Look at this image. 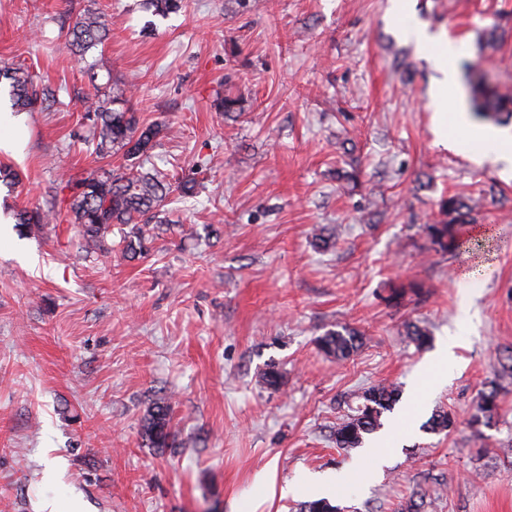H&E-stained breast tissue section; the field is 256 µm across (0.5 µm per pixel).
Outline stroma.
I'll return each instance as SVG.
<instances>
[{"label":"stroma","instance_id":"35a3bbf8","mask_svg":"<svg viewBox=\"0 0 512 512\" xmlns=\"http://www.w3.org/2000/svg\"><path fill=\"white\" fill-rule=\"evenodd\" d=\"M105 11L103 47L66 49L79 12ZM183 0L161 18L143 0H0V62L57 93L26 113L23 161L0 151V512H296L303 477L332 474L354 512H512V170L466 114L440 144L441 74L404 29L452 44L457 60L512 88V0ZM97 75L89 82L84 68ZM135 78L128 103L161 132L149 162L197 193L169 195L147 255L86 254L77 225L19 235L22 209L67 208L66 181L106 167L82 100ZM242 101L225 114L214 103ZM452 195L478 199L476 245L434 250L425 230ZM334 234L326 249L316 230ZM416 281L399 304L390 287ZM427 328L417 349L405 326ZM364 336L339 363L316 340ZM437 381L421 368L447 337ZM279 389L263 384L268 365ZM497 381L500 415L470 426ZM402 399L374 448L333 432L359 393ZM170 406L172 444L150 447L144 417ZM455 428L426 430L436 409Z\"/></svg>","mask_w":512,"mask_h":512}]
</instances>
